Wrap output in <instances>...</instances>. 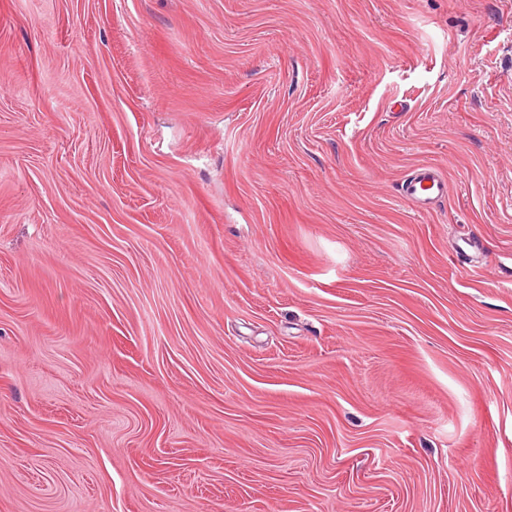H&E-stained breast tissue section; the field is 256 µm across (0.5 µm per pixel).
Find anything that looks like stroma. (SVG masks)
<instances>
[{"label":"stroma","mask_w":512,"mask_h":512,"mask_svg":"<svg viewBox=\"0 0 512 512\" xmlns=\"http://www.w3.org/2000/svg\"><path fill=\"white\" fill-rule=\"evenodd\" d=\"M0 512H512V0H0ZM400 194L418 212H430L448 196V182L434 165L422 164L405 176Z\"/></svg>","instance_id":"35a3bbf8"}]
</instances>
